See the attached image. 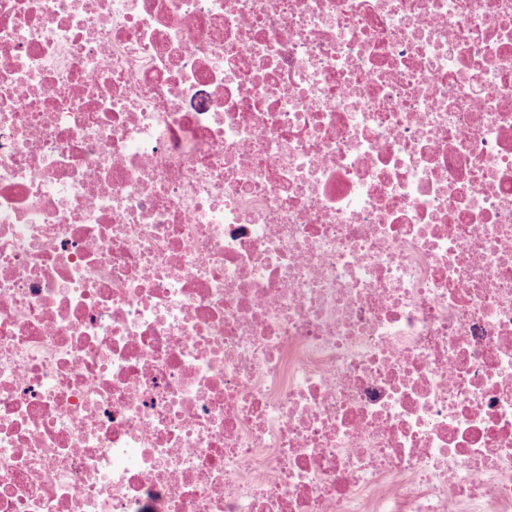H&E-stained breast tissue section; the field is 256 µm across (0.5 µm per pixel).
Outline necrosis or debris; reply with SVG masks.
Instances as JSON below:
<instances>
[{"label":"necrosis or debris","instance_id":"necrosis-or-debris-1","mask_svg":"<svg viewBox=\"0 0 512 512\" xmlns=\"http://www.w3.org/2000/svg\"><path fill=\"white\" fill-rule=\"evenodd\" d=\"M0 512H512V0H0Z\"/></svg>","mask_w":512,"mask_h":512}]
</instances>
